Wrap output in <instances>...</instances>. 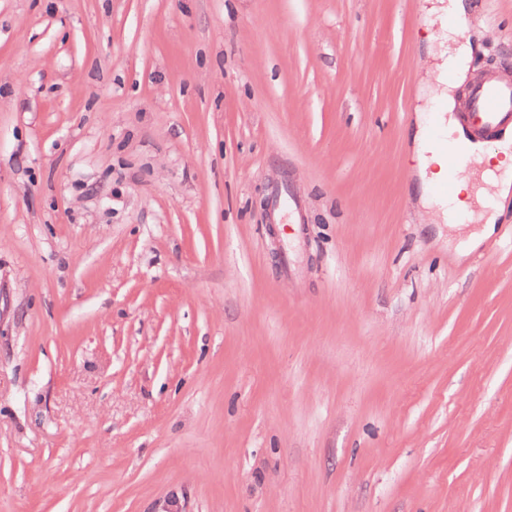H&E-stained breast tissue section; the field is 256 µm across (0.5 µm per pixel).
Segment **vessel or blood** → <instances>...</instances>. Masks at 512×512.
<instances>
[{
    "instance_id": "1",
    "label": "vessel or blood",
    "mask_w": 512,
    "mask_h": 512,
    "mask_svg": "<svg viewBox=\"0 0 512 512\" xmlns=\"http://www.w3.org/2000/svg\"><path fill=\"white\" fill-rule=\"evenodd\" d=\"M462 117L472 136L478 140L512 129V79L491 75L477 82ZM428 137L447 157V174L436 187L437 192L445 196L453 191L460 178L470 175L476 162L465 147L448 143L439 127H432Z\"/></svg>"
}]
</instances>
